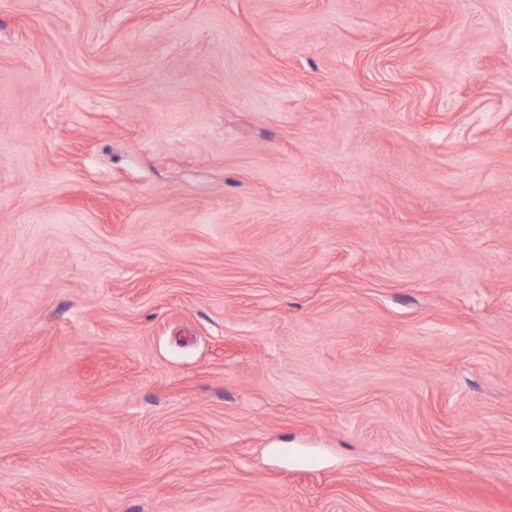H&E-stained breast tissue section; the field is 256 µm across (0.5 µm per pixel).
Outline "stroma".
Here are the masks:
<instances>
[{
    "label": "stroma",
    "instance_id": "35a3bbf8",
    "mask_svg": "<svg viewBox=\"0 0 512 512\" xmlns=\"http://www.w3.org/2000/svg\"><path fill=\"white\" fill-rule=\"evenodd\" d=\"M0 512H512V0H0Z\"/></svg>",
    "mask_w": 512,
    "mask_h": 512
}]
</instances>
